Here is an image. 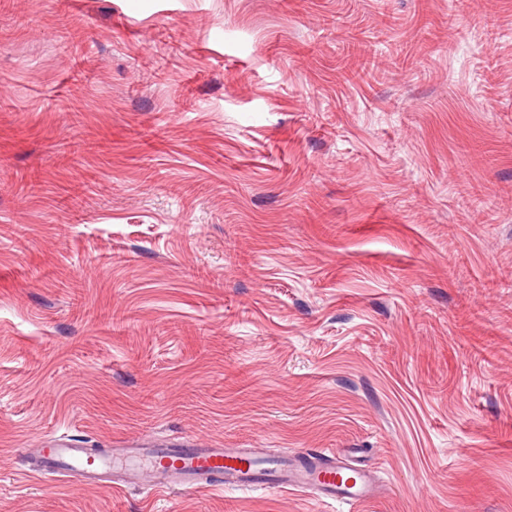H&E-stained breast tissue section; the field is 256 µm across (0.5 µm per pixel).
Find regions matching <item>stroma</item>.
<instances>
[{"label": "stroma", "instance_id": "35a3bbf8", "mask_svg": "<svg viewBox=\"0 0 512 512\" xmlns=\"http://www.w3.org/2000/svg\"><path fill=\"white\" fill-rule=\"evenodd\" d=\"M60 434L512 512V0H0V512H347L33 472ZM351 46L355 47L354 43L348 42L347 55L344 57V69H346L353 77L360 79L363 78H375L377 75L382 74L386 71L385 64L377 60L375 57H367L358 61L357 64L349 63L352 58ZM352 48V49H353Z\"/></svg>", "mask_w": 512, "mask_h": 512}]
</instances>
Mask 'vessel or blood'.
<instances>
[{
  "mask_svg": "<svg viewBox=\"0 0 512 512\" xmlns=\"http://www.w3.org/2000/svg\"><path fill=\"white\" fill-rule=\"evenodd\" d=\"M36 470L87 485L109 475L116 488H137L150 495L213 488L310 490L323 501L352 507L376 495L370 473L346 453L305 450L284 457L256 448H205L186 439L134 442L109 454L58 439L41 448Z\"/></svg>",
  "mask_w": 512,
  "mask_h": 512,
  "instance_id": "b4317fda",
  "label": "vessel or blood"
}]
</instances>
